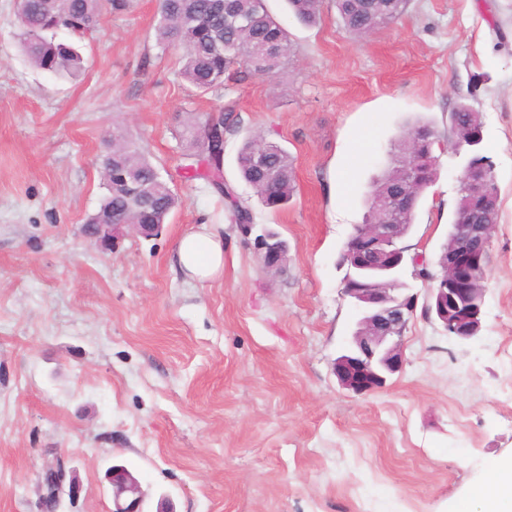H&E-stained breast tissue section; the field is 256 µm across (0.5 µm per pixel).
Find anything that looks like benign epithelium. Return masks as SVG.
I'll list each match as a JSON object with an SVG mask.
<instances>
[{"label":"benign epithelium","mask_w":512,"mask_h":512,"mask_svg":"<svg viewBox=\"0 0 512 512\" xmlns=\"http://www.w3.org/2000/svg\"><path fill=\"white\" fill-rule=\"evenodd\" d=\"M462 192L493 208L496 194L488 168L478 165L460 178ZM405 190L381 203L377 224L355 226L342 263L350 267L344 276L343 293L361 309L362 317L347 351L336 358L333 373L346 390L364 395L383 385L404 366L403 337L417 307V294L398 276L406 249L399 246L406 229L394 223ZM145 236L157 234L160 224H85L83 235L110 250L124 229ZM490 224H453L448 247L438 256L439 272L426 277L434 283L426 312L434 316L448 336L466 342L482 329L484 289L474 287L490 247ZM255 249L267 269L282 266L288 246L271 229L254 239ZM106 478L112 486L113 512H144V496L138 480L125 468L111 466Z\"/></svg>","instance_id":"1"}]
</instances>
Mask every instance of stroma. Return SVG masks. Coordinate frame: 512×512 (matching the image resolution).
Masks as SVG:
<instances>
[{
	"label": "stroma",
	"mask_w": 512,
	"mask_h": 512,
	"mask_svg": "<svg viewBox=\"0 0 512 512\" xmlns=\"http://www.w3.org/2000/svg\"><path fill=\"white\" fill-rule=\"evenodd\" d=\"M265 5L295 48L286 69L203 94L157 44L158 0L74 37L76 77L31 65L18 0H0V512H42V475L59 463L80 492L58 512H112L115 463L139 479L145 512H452L492 484V458L512 456V0H410L359 39L332 0L311 27L285 0ZM461 104L482 116L498 191L483 328L448 337L413 282L403 370L353 394L332 370L359 318L341 255L400 133L421 121L440 139L438 176L402 245L436 260L465 161L449 132ZM227 105L241 125L224 178L287 241L279 272L181 169L178 114ZM118 125L179 203L157 235L104 251L81 227L106 193ZM259 132L293 159L277 211L238 173ZM204 218L224 227V272L199 282L176 247Z\"/></svg>",
	"instance_id": "35a3bbf8"
}]
</instances>
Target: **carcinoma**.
<instances>
[{
    "label": "carcinoma",
    "mask_w": 512,
    "mask_h": 512,
    "mask_svg": "<svg viewBox=\"0 0 512 512\" xmlns=\"http://www.w3.org/2000/svg\"><path fill=\"white\" fill-rule=\"evenodd\" d=\"M344 28L361 35L384 26L407 9L409 0H333ZM295 17L306 25H315L322 14L323 0H288ZM234 11L251 19L246 27L224 26V0H161L156 40L164 49L181 52L180 76L196 90L207 94L224 85L230 72L274 76L282 71L294 54L287 29L267 11L264 0H230ZM18 15L23 50L31 63L59 76H75L82 71L83 59L72 44L57 39L60 32L82 35L103 20L102 0H18ZM275 47L281 57L270 69L260 48ZM450 131L464 134L472 121L471 108L465 104L451 112ZM239 124L232 110L190 113L180 125V138L188 149L183 154V169L189 178L203 179L224 199L233 223H254L252 209L235 187L224 181V132ZM409 131L417 135L420 151L434 159L435 133L429 125L415 124ZM112 169L132 174L146 188L147 199L137 208L128 189L106 179L107 193L90 224L109 220L133 224L163 223L178 204L177 195L162 179L158 168L122 134H112V152L107 156ZM240 176L253 188L265 208L279 210L294 194L293 161L283 147L260 135L248 136L238 157ZM401 180L400 166L390 162L375 182L372 194L388 196ZM430 186L422 179L406 186L407 208L398 223L412 224L418 203ZM476 203L459 193L453 223L466 224L475 217Z\"/></svg>",
    "instance_id": "1"
}]
</instances>
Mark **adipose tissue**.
Returning <instances> with one entry per match:
<instances>
[{
  "instance_id": "ef3b65f1",
  "label": "adipose tissue",
  "mask_w": 512,
  "mask_h": 512,
  "mask_svg": "<svg viewBox=\"0 0 512 512\" xmlns=\"http://www.w3.org/2000/svg\"><path fill=\"white\" fill-rule=\"evenodd\" d=\"M177 261L188 274L200 281L218 276L224 267V234L219 224H205L186 232L177 247ZM494 486H475L467 498L458 501L453 512H471L472 502L482 504V512H512V458L490 464Z\"/></svg>"
}]
</instances>
